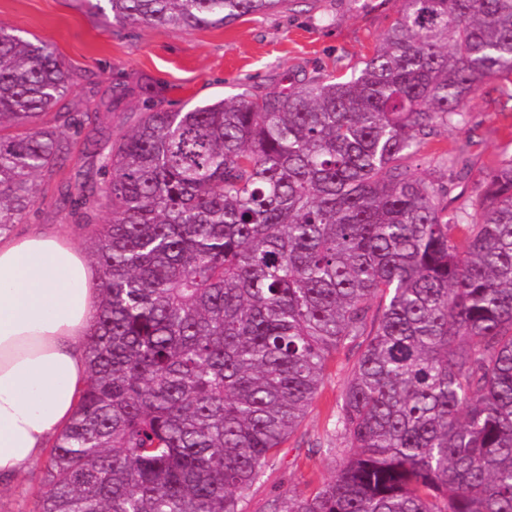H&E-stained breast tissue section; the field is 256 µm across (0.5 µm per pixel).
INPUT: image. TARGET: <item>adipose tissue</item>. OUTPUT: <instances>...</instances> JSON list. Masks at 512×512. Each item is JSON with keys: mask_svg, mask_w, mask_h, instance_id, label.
I'll return each instance as SVG.
<instances>
[{"mask_svg": "<svg viewBox=\"0 0 512 512\" xmlns=\"http://www.w3.org/2000/svg\"><path fill=\"white\" fill-rule=\"evenodd\" d=\"M102 296L67 233L0 236V483L24 474L73 419Z\"/></svg>", "mask_w": 512, "mask_h": 512, "instance_id": "1", "label": "adipose tissue"}]
</instances>
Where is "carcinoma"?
<instances>
[{"mask_svg": "<svg viewBox=\"0 0 512 512\" xmlns=\"http://www.w3.org/2000/svg\"><path fill=\"white\" fill-rule=\"evenodd\" d=\"M287 5L91 7L192 30ZM286 81L186 111L120 76L82 107L51 45L0 26V235L50 192L103 281L39 512H240L356 345L350 453L271 512H512V155L451 212L414 165L482 84L512 102V0H402L362 67ZM148 105L146 99L136 98L131 100L124 110L114 112L112 114V133L114 136L131 130L139 114L146 112Z\"/></svg>", "mask_w": 512, "mask_h": 512, "instance_id": "carcinoma-1", "label": "carcinoma"}]
</instances>
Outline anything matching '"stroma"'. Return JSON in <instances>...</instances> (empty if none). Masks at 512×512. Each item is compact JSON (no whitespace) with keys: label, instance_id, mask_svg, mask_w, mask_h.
<instances>
[{"label":"stroma","instance_id":"stroma-1","mask_svg":"<svg viewBox=\"0 0 512 512\" xmlns=\"http://www.w3.org/2000/svg\"><path fill=\"white\" fill-rule=\"evenodd\" d=\"M400 0H299L292 9L243 17L227 26L187 30L134 23L112 24L97 16L86 0H0V24L28 32L53 46L78 78L71 96L88 99L124 74L162 88L172 107H193L239 93L280 84L289 74L314 75L337 68L352 70L390 28ZM460 153L471 170L465 179L446 178L449 208L461 206L476 175L512 153V110L504 108L492 85L470 103L464 128L441 131L421 151L418 171L439 174L444 151ZM66 226L82 249L88 231L65 222L52 197L40 199L23 223ZM357 357L345 351L328 362L320 392L298 429L283 444L262 478L241 500V512H269L270 501L288 491L311 493L330 479L348 453L337 434L336 408ZM42 463L0 488V512H38Z\"/></svg>","mask_w":512,"mask_h":512}]
</instances>
